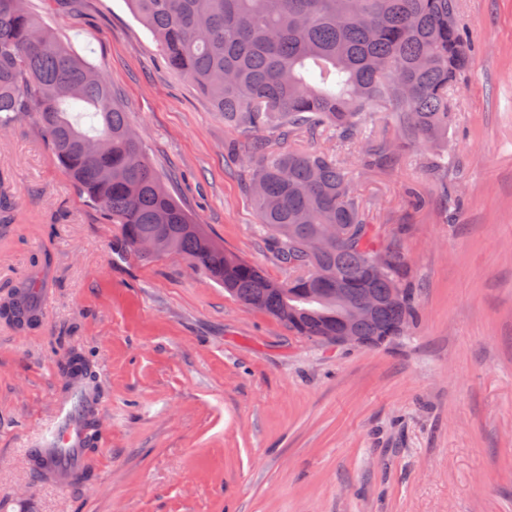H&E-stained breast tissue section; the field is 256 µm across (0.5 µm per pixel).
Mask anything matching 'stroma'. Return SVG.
Instances as JSON below:
<instances>
[{
	"instance_id": "stroma-1",
	"label": "stroma",
	"mask_w": 512,
	"mask_h": 512,
	"mask_svg": "<svg viewBox=\"0 0 512 512\" xmlns=\"http://www.w3.org/2000/svg\"><path fill=\"white\" fill-rule=\"evenodd\" d=\"M103 75L173 197L226 254L285 282L239 140L171 69L126 0H26ZM471 63L453 92L448 174L410 150L377 164L325 133L416 315L378 347L317 343L245 307L180 256L117 253V225L46 147L35 113L0 133V297L43 272L38 327L0 319V512H512V0H459ZM89 360L101 412L91 486L24 455ZM62 376L68 380L79 375L85 383L95 389L94 375L88 360L78 351H71L59 364Z\"/></svg>"
}]
</instances>
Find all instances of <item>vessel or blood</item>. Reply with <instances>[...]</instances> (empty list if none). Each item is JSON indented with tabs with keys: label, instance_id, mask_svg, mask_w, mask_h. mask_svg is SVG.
I'll return each mask as SVG.
<instances>
[{
	"label": "vessel or blood",
	"instance_id": "vessel-or-blood-1",
	"mask_svg": "<svg viewBox=\"0 0 512 512\" xmlns=\"http://www.w3.org/2000/svg\"><path fill=\"white\" fill-rule=\"evenodd\" d=\"M99 401L74 384L55 403L52 416L41 423L42 434L26 457L37 478L61 485L83 482L87 432L84 422L97 416Z\"/></svg>",
	"mask_w": 512,
	"mask_h": 512
}]
</instances>
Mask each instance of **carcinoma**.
<instances>
[{"label": "carcinoma", "instance_id": "1", "mask_svg": "<svg viewBox=\"0 0 512 512\" xmlns=\"http://www.w3.org/2000/svg\"><path fill=\"white\" fill-rule=\"evenodd\" d=\"M158 42L167 65L205 94L224 122L245 137L254 168L251 193L276 258L295 275L276 282L243 259L226 261L217 244L165 189L144 155L110 84L60 40L24 0H0V131L26 112L38 115L46 142L79 191L120 227V249L147 259L176 254L224 286L242 304L267 312L297 335L334 343L351 333L378 346L402 336L415 315L405 257L376 244L365 204L336 158L284 142L327 129L344 147L362 142L378 114L393 117L397 144L370 145L375 160L409 148L438 154L452 120V91L470 51L457 0H127ZM90 109L83 128L64 105ZM332 224L343 241L321 254L310 236ZM151 236L158 249L144 253ZM387 255L377 269L373 258ZM35 278L0 299V319L19 330L40 321ZM401 289L404 299L394 301ZM374 305L350 323L347 307ZM66 379L94 387L88 360L70 352Z\"/></svg>", "mask_w": 512, "mask_h": 512}]
</instances>
